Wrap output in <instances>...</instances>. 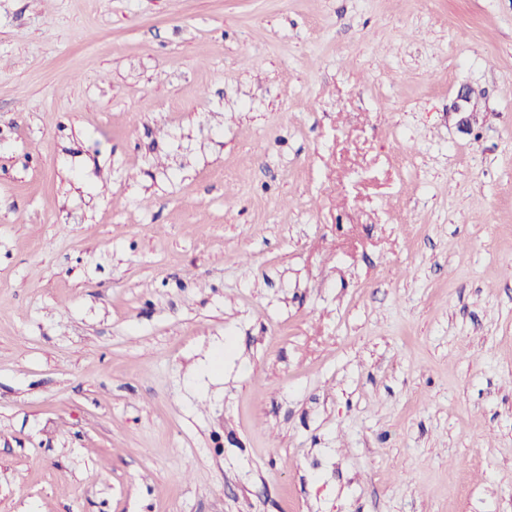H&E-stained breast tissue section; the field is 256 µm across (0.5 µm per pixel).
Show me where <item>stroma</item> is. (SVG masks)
<instances>
[{
    "mask_svg": "<svg viewBox=\"0 0 512 512\" xmlns=\"http://www.w3.org/2000/svg\"><path fill=\"white\" fill-rule=\"evenodd\" d=\"M0 512H512V0H0Z\"/></svg>",
    "mask_w": 512,
    "mask_h": 512,
    "instance_id": "obj_1",
    "label": "stroma"
}]
</instances>
